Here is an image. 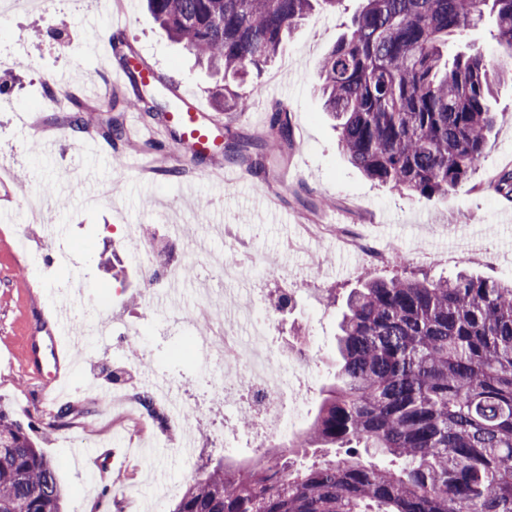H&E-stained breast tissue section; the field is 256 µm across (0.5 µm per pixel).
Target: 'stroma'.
<instances>
[{"label": "stroma", "mask_w": 512, "mask_h": 512, "mask_svg": "<svg viewBox=\"0 0 512 512\" xmlns=\"http://www.w3.org/2000/svg\"><path fill=\"white\" fill-rule=\"evenodd\" d=\"M344 0L333 11L315 10L259 75L243 85L249 108L214 113L222 142L263 136L276 107L286 108L291 140L284 162L266 173L248 172L242 161L201 159L189 150L174 155L138 137L109 147L93 133H76L50 105L65 87L112 118L111 97L97 84L117 58L72 55L64 44L72 34L107 41L115 26L132 63L154 71L145 86L133 80L117 89L132 97L145 91L155 101L175 93L212 107L216 80L194 57L168 40L143 0H116L110 10L94 0H48L45 8L0 7V53L26 60L15 69L7 94L0 95V409L23 424L48 422L38 397L49 378L28 365L23 353L35 345L42 364L51 360L48 339L54 299L68 301L76 327L91 330L72 355L67 426L43 444L64 488L63 512H168L207 459L246 462L256 457L250 429L240 412L212 394L215 377L189 353L195 323L170 320L171 305L191 306L200 289L216 302L239 303L238 285L218 283L211 262L236 249L253 268L250 286L258 308L280 272H291L301 290L286 320L270 331L269 345L301 348L311 378L307 415H314L336 371L338 309L327 305L361 283L394 275L392 265L373 260L378 248L411 253L408 274L431 277L463 271L502 282L512 280V201L492 182L512 169V82L503 81L490 102L502 119L493 129L479 167L467 184L441 204L368 179L344 155L333 122L317 91L320 65L360 9ZM36 124L49 149L33 145L23 122ZM247 173V180L223 183L208 175L214 167ZM331 200L321 209L320 198ZM310 224L329 225L310 236ZM351 227L361 239L349 247L333 234ZM164 248L181 266L175 286L150 281L137 250ZM41 255V268L28 257ZM172 384L180 402L198 421L188 432L139 421L129 394L144 390V377ZM128 389L109 409L97 397ZM238 441L232 454L221 445L225 429ZM192 440V455L179 447ZM111 451L112 463L98 462Z\"/></svg>", "instance_id": "stroma-1"}]
</instances>
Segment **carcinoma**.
Wrapping results in <instances>:
<instances>
[{"label":"carcinoma","instance_id":"obj_1","mask_svg":"<svg viewBox=\"0 0 512 512\" xmlns=\"http://www.w3.org/2000/svg\"><path fill=\"white\" fill-rule=\"evenodd\" d=\"M162 32L220 71L260 72L314 9L344 0H146ZM491 17L502 57L444 55ZM512 75V0H363L324 57L320 89L339 145L369 179L442 201L465 185L498 121L494 77ZM216 111L248 99L224 86ZM79 133L90 108L67 116ZM232 152L262 172L283 159L287 112ZM97 133L126 140L121 117ZM495 190L512 198V169ZM341 365L293 444L205 465L169 512H512V283L394 276L352 290ZM34 430L0 410V512H61L63 488Z\"/></svg>","mask_w":512,"mask_h":512}]
</instances>
